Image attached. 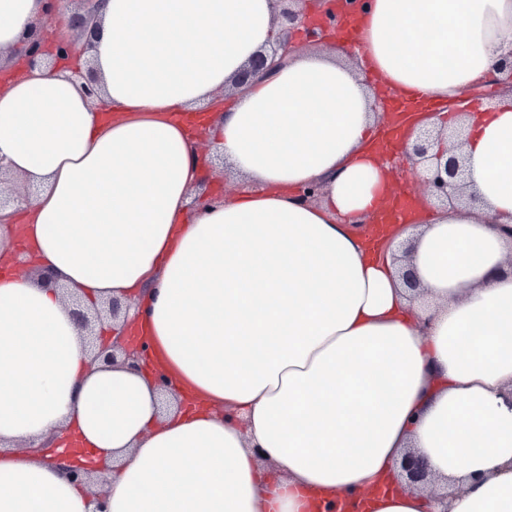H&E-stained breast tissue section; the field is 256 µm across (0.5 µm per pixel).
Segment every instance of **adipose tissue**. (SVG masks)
<instances>
[{
	"mask_svg": "<svg viewBox=\"0 0 512 512\" xmlns=\"http://www.w3.org/2000/svg\"><path fill=\"white\" fill-rule=\"evenodd\" d=\"M44 12L0 0V163L35 189L0 225V512H94L95 487L28 453L48 438L90 452L108 512H318L396 482L408 448L437 489L371 512H512V94L443 107L496 73L512 0H363L353 51H296L194 131L277 37L273 0H100L95 99L71 62L18 61ZM389 90L429 101L421 125H464L479 199L403 216L421 299L352 230L393 192ZM204 140L236 182L200 209ZM65 287L134 303L146 371L93 360Z\"/></svg>",
	"mask_w": 512,
	"mask_h": 512,
	"instance_id": "1",
	"label": "adipose tissue"
}]
</instances>
